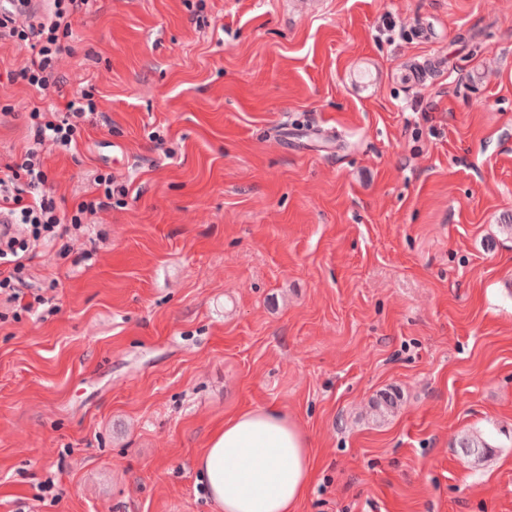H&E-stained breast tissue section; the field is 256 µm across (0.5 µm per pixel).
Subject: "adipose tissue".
Wrapping results in <instances>:
<instances>
[{
  "label": "adipose tissue",
  "mask_w": 512,
  "mask_h": 512,
  "mask_svg": "<svg viewBox=\"0 0 512 512\" xmlns=\"http://www.w3.org/2000/svg\"><path fill=\"white\" fill-rule=\"evenodd\" d=\"M313 464L302 428L270 407L225 420L196 459L200 481L219 512H298Z\"/></svg>",
  "instance_id": "ef3b65f1"
}]
</instances>
